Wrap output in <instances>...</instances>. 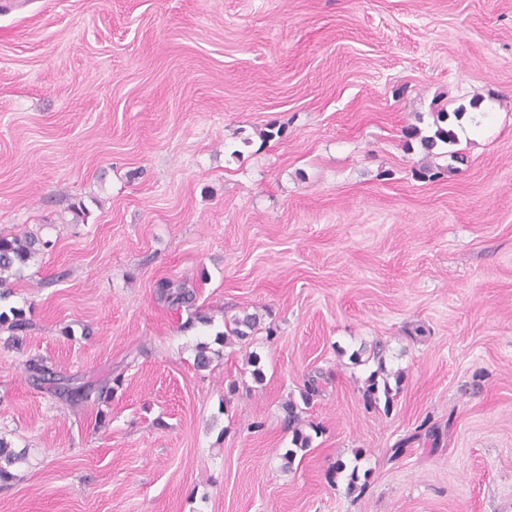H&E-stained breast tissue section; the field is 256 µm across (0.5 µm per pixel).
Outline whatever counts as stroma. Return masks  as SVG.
I'll return each mask as SVG.
<instances>
[{
    "label": "stroma",
    "mask_w": 512,
    "mask_h": 512,
    "mask_svg": "<svg viewBox=\"0 0 512 512\" xmlns=\"http://www.w3.org/2000/svg\"><path fill=\"white\" fill-rule=\"evenodd\" d=\"M0 232L49 242L0 296V512H512V0H0ZM157 294L168 306L175 309L193 306L195 294L185 284H175L171 280H162L157 284ZM258 316L252 313H244L242 317L232 320V325L226 326V331L217 335V341L225 345L245 344L253 330L258 325ZM25 371L29 375V378L36 385H48V388H55L66 392L69 400L74 404L83 399H88L91 394L92 385H81L75 388L58 386L61 382V378H57L58 375L49 369L43 361L30 359L25 363ZM379 370H375L370 373V375L366 378L365 381V389H364V396L370 405H374L375 407L378 406L381 402V396L384 398V410H390L391 405V396L390 393L392 389L390 388V384L388 381L389 376H391V373L383 375L382 378V388L380 387V383L377 379V376L379 373L384 374L385 369L383 368V365L380 364ZM319 393V386L315 379H309L305 385V389L300 392V402L292 396L288 397L287 400L282 404L283 413V426L288 432H292V443L295 445V449H288L283 455L285 467H291L298 450L304 451L309 447L311 438L305 434L301 427L303 424L302 414L305 412L307 406H309L311 400Z\"/></svg>",
    "instance_id": "35a3bbf8"
}]
</instances>
